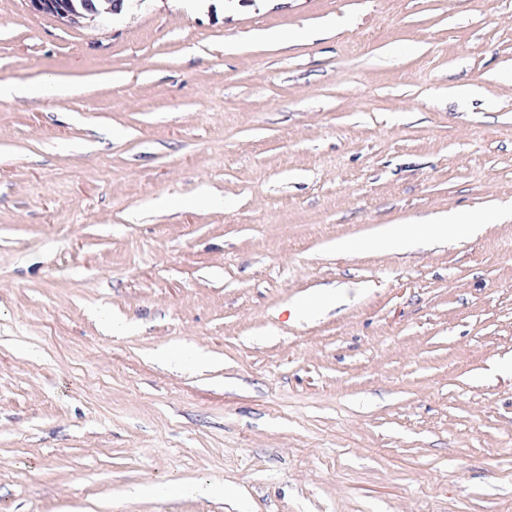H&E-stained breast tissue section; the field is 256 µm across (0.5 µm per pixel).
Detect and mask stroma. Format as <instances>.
Listing matches in <instances>:
<instances>
[{
    "instance_id": "1",
    "label": "stroma",
    "mask_w": 512,
    "mask_h": 512,
    "mask_svg": "<svg viewBox=\"0 0 512 512\" xmlns=\"http://www.w3.org/2000/svg\"><path fill=\"white\" fill-rule=\"evenodd\" d=\"M35 79L78 93L0 94V512H512V0H0ZM59 1V2H56ZM29 0L32 9L39 13H46L49 10L54 11V15L60 19H71L75 15L88 14L95 16L101 12V3L105 2L108 6L104 8L105 12L111 15L120 14L128 0ZM72 2L75 5L81 3L79 7L70 8L67 4ZM476 224H484L479 217L464 218L454 211L440 214L432 225V234L436 238H454L471 236L476 230ZM413 225L395 224L387 226L378 236L368 242L374 250L387 252L408 245L413 239Z\"/></svg>"
}]
</instances>
